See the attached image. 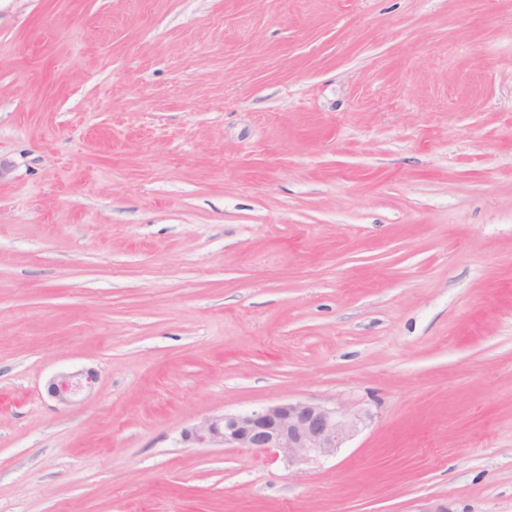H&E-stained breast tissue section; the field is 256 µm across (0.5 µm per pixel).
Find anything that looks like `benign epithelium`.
<instances>
[{
    "instance_id": "benign-epithelium-1",
    "label": "benign epithelium",
    "mask_w": 512,
    "mask_h": 512,
    "mask_svg": "<svg viewBox=\"0 0 512 512\" xmlns=\"http://www.w3.org/2000/svg\"><path fill=\"white\" fill-rule=\"evenodd\" d=\"M95 380L92 373L62 375L50 383L49 393L68 405ZM367 418L366 413H348L319 402L288 401L251 412L207 416L185 430L183 439L203 448L270 452L292 467L333 455Z\"/></svg>"
}]
</instances>
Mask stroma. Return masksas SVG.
<instances>
[{
  "mask_svg": "<svg viewBox=\"0 0 512 512\" xmlns=\"http://www.w3.org/2000/svg\"><path fill=\"white\" fill-rule=\"evenodd\" d=\"M0 512H512V0H0ZM96 377L92 373H72L61 375L54 379L49 385V393L57 401L62 404H72L74 398L80 394L85 388L91 387ZM368 417L319 402L288 401L251 412L204 417L184 431L183 439L203 448L270 452L292 467L333 455Z\"/></svg>",
  "mask_w": 512,
  "mask_h": 512,
  "instance_id": "1",
  "label": "stroma"
}]
</instances>
